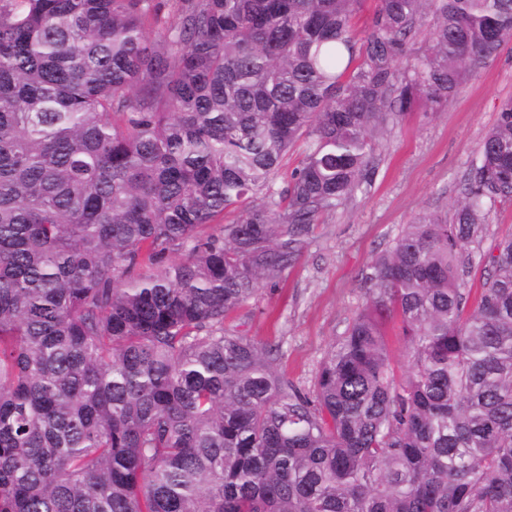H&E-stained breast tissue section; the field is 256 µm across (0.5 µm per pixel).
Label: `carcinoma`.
Returning a JSON list of instances; mask_svg holds the SVG:
<instances>
[{"label": "carcinoma", "instance_id": "1", "mask_svg": "<svg viewBox=\"0 0 512 512\" xmlns=\"http://www.w3.org/2000/svg\"><path fill=\"white\" fill-rule=\"evenodd\" d=\"M362 6L0 0V512H512V235L465 253L512 202V99L312 388L224 330L512 37V0H379L360 42ZM397 324L390 323L387 328V342L393 364L400 375L405 364V344L402 336H399Z\"/></svg>", "mask_w": 512, "mask_h": 512}]
</instances>
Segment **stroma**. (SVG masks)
Returning a JSON list of instances; mask_svg holds the SVG:
<instances>
[{"instance_id": "obj_1", "label": "stroma", "mask_w": 512, "mask_h": 512, "mask_svg": "<svg viewBox=\"0 0 512 512\" xmlns=\"http://www.w3.org/2000/svg\"><path fill=\"white\" fill-rule=\"evenodd\" d=\"M512 98V38L475 67L446 107L416 109L379 136L372 174L323 216L298 259L224 321L227 331L281 346L280 367L302 388L366 302L360 272L423 210H450L501 103Z\"/></svg>"}]
</instances>
